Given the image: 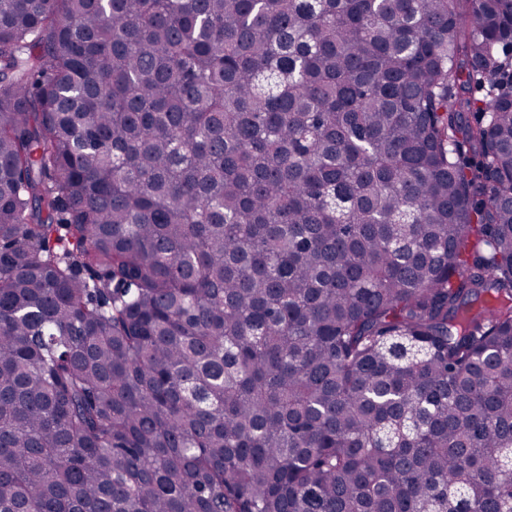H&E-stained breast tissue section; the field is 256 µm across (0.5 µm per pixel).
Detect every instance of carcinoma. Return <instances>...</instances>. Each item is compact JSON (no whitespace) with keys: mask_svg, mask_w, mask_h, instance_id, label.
Instances as JSON below:
<instances>
[{"mask_svg":"<svg viewBox=\"0 0 512 512\" xmlns=\"http://www.w3.org/2000/svg\"><path fill=\"white\" fill-rule=\"evenodd\" d=\"M509 47L0 0V512H512Z\"/></svg>","mask_w":512,"mask_h":512,"instance_id":"obj_1","label":"carcinoma"}]
</instances>
